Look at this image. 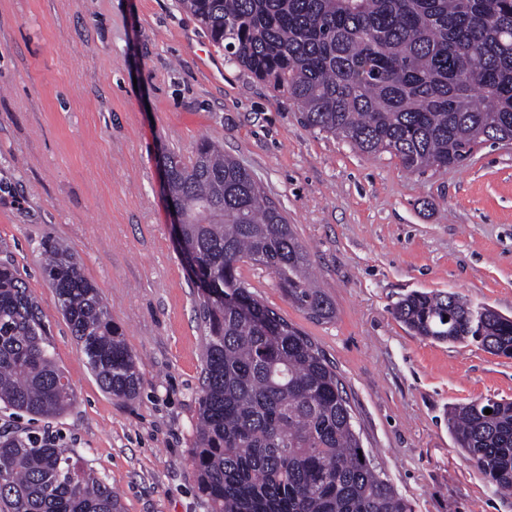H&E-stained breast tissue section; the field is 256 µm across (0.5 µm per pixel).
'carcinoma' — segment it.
Listing matches in <instances>:
<instances>
[{
	"label": "carcinoma",
	"instance_id": "obj_1",
	"mask_svg": "<svg viewBox=\"0 0 512 512\" xmlns=\"http://www.w3.org/2000/svg\"><path fill=\"white\" fill-rule=\"evenodd\" d=\"M228 61L287 95L306 127L411 172L462 163L512 141V0H181ZM182 208L178 246L198 281L202 386L189 464L210 512H412L363 452L350 403L314 342L253 297L241 265L269 270L310 317L332 303L283 211L213 143L168 154ZM44 271L102 390L135 397L142 372L78 257L41 242ZM395 318L419 336L472 340L512 358V319L451 292H414ZM451 322L444 321V317ZM39 304L0 259V404L33 418L69 411ZM492 413L484 414L485 409ZM448 430L483 479L512 492V402L448 411ZM0 512H123L81 456L48 434L0 429Z\"/></svg>",
	"mask_w": 512,
	"mask_h": 512
}]
</instances>
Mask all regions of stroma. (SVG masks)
Returning a JSON list of instances; mask_svg holds the SVG:
<instances>
[{
  "mask_svg": "<svg viewBox=\"0 0 512 512\" xmlns=\"http://www.w3.org/2000/svg\"><path fill=\"white\" fill-rule=\"evenodd\" d=\"M204 140L258 180L308 249L332 320L289 302L262 267L241 275L333 362L364 449L412 512H512L448 431L452 406L512 400V359L417 336L393 314L411 292L447 291L512 318V144L423 173L360 154L304 127L178 0H0V248L77 393L56 418L0 408V428L61 435L125 512H209L187 462L203 333L161 167ZM48 237L79 256L141 360L135 399H113L89 371L43 277Z\"/></svg>",
  "mask_w": 512,
  "mask_h": 512,
  "instance_id": "1",
  "label": "stroma"
}]
</instances>
